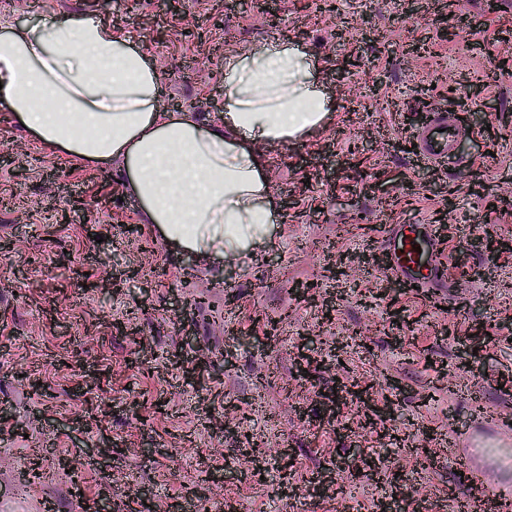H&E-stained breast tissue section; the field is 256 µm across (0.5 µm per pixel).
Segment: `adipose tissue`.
Listing matches in <instances>:
<instances>
[{"instance_id": "ef3b65f1", "label": "adipose tissue", "mask_w": 512, "mask_h": 512, "mask_svg": "<svg viewBox=\"0 0 512 512\" xmlns=\"http://www.w3.org/2000/svg\"><path fill=\"white\" fill-rule=\"evenodd\" d=\"M0 105L48 152L120 160L146 223L205 261L264 244L277 212L255 146L310 133L332 101L300 45L274 40L225 54L219 122L162 111L149 56L72 12L33 26L0 15Z\"/></svg>"}]
</instances>
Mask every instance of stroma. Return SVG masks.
Listing matches in <instances>:
<instances>
[{
	"label": "stroma",
	"instance_id": "35a3bbf8",
	"mask_svg": "<svg viewBox=\"0 0 512 512\" xmlns=\"http://www.w3.org/2000/svg\"><path fill=\"white\" fill-rule=\"evenodd\" d=\"M421 2L409 14L402 0H275L271 24L260 0H178L173 12L164 0H0V15L30 25L47 12L100 14L150 57L163 108L201 121L224 110L225 52L266 40L300 42L333 101L321 128L258 147L280 216L265 244L206 262L142 223L120 161L102 169L49 154L0 108V241L11 243L0 251V324L13 332L0 338V488L34 456L46 474L0 512H35L45 499L83 512L80 500L101 494L106 512H134L143 490L153 512H175L196 492L214 512H366L391 497L456 512L460 498L512 501V439L476 446L482 426L455 393L469 382L512 419V390L499 387L512 374V250L478 243H512V76L471 97L455 156L424 163L399 146L419 130L420 87H433L440 108L454 79L473 83L498 66L512 47V0L492 11L486 0ZM444 15L461 21L455 38L438 35ZM196 26L201 37H185ZM420 39L430 53L407 55ZM355 57L361 66L337 81ZM68 196L87 209L64 212ZM441 208L454 235L437 283L395 300L401 279L385 262L327 277V255L382 253L391 227L433 223ZM233 261L239 274L227 285ZM308 283L332 295L330 317L295 295ZM395 308L404 327L390 322ZM270 319L279 331L266 340ZM475 327L490 335L476 371L462 360ZM304 336L314 341L306 376L296 368ZM180 350L202 371L173 364ZM340 381L393 398L394 420L362 423L356 400L332 415L323 393ZM228 405L244 420L226 423ZM445 434L456 435L455 454L441 447ZM418 448L435 456L430 475L417 472ZM361 453L381 456L376 478L346 470ZM251 463L259 478L224 482ZM473 465L487 472L485 491L460 478ZM326 475L332 485L310 495Z\"/></svg>",
	"mask_w": 512,
	"mask_h": 512
}]
</instances>
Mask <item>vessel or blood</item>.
<instances>
[{"instance_id":"b4317fda","label":"vessel or blood","mask_w":512,"mask_h":512,"mask_svg":"<svg viewBox=\"0 0 512 512\" xmlns=\"http://www.w3.org/2000/svg\"><path fill=\"white\" fill-rule=\"evenodd\" d=\"M461 131V120L456 114L445 110L434 112L418 133L422 159L433 163L448 159L456 149ZM440 247L439 238L423 224H399L388 235L394 271L417 286L445 269L447 256L441 252ZM458 390L470 402L474 417L485 429L501 432L512 426L483 403L476 387L462 384Z\"/></svg>"}]
</instances>
